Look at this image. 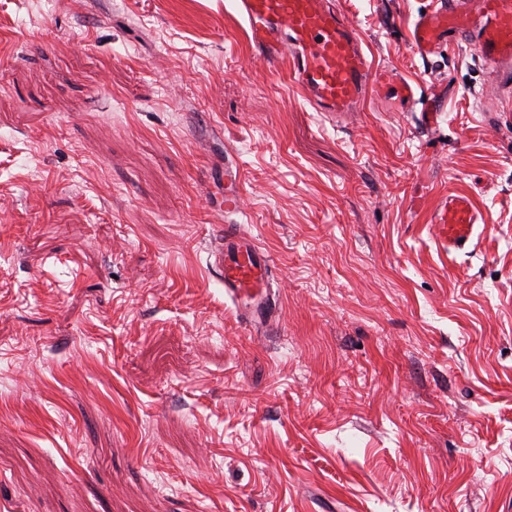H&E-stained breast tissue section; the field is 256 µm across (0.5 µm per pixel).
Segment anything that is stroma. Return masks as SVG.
Here are the masks:
<instances>
[{
	"instance_id": "stroma-1",
	"label": "stroma",
	"mask_w": 512,
	"mask_h": 512,
	"mask_svg": "<svg viewBox=\"0 0 512 512\" xmlns=\"http://www.w3.org/2000/svg\"><path fill=\"white\" fill-rule=\"evenodd\" d=\"M341 2L430 128L314 111L231 0H0V512H512V124L430 0ZM228 148L268 330L209 271ZM477 221L476 209L470 199L461 195L448 197V204L441 206L432 216L433 224H443L445 237L448 236V243L453 246L468 241L473 224H477Z\"/></svg>"
}]
</instances>
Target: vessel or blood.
Instances as JSON below:
<instances>
[{"instance_id":"vessel-or-blood-1","label":"vessel or blood","mask_w":512,"mask_h":512,"mask_svg":"<svg viewBox=\"0 0 512 512\" xmlns=\"http://www.w3.org/2000/svg\"><path fill=\"white\" fill-rule=\"evenodd\" d=\"M263 61L287 62L292 84L318 112L354 111L370 88L385 89L388 78L375 69L343 11L330 0H232ZM408 38L421 55L444 45L473 46L488 79L503 89L500 109L512 111V0H433L418 14ZM243 179L232 153L224 155L225 214L243 208ZM446 226L449 244L468 241L478 217L470 199L449 197L432 216ZM213 268L224 280V295L248 325L271 316L268 289L274 264L270 254L241 225L227 224L213 253Z\"/></svg>"}]
</instances>
